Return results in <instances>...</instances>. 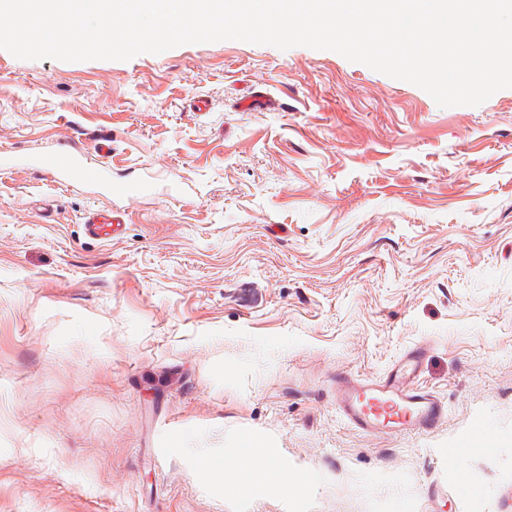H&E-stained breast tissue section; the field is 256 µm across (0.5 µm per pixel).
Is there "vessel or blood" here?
Masks as SVG:
<instances>
[{"label":"vessel or blood","instance_id":"1","mask_svg":"<svg viewBox=\"0 0 512 512\" xmlns=\"http://www.w3.org/2000/svg\"><path fill=\"white\" fill-rule=\"evenodd\" d=\"M39 167L56 179L71 183L97 180L87 169L78 151L47 148L37 157ZM125 212L90 211L83 221L86 237L110 239L124 222ZM426 353L419 345L406 351L383 376L374 379L344 378L337 391V410L345 423L362 433L384 428L396 431L430 432L447 417L448 407L433 391L416 385L421 361Z\"/></svg>","mask_w":512,"mask_h":512}]
</instances>
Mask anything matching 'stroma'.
Wrapping results in <instances>:
<instances>
[{
  "label": "stroma",
  "mask_w": 512,
  "mask_h": 512,
  "mask_svg": "<svg viewBox=\"0 0 512 512\" xmlns=\"http://www.w3.org/2000/svg\"><path fill=\"white\" fill-rule=\"evenodd\" d=\"M49 146L137 187L120 235L84 237L116 201L39 170ZM424 342L445 423L348 427L339 378ZM479 426L495 455L450 459ZM249 444L277 478L236 495ZM0 512H512V88L442 108L235 40L0 49Z\"/></svg>",
  "instance_id": "obj_1"
}]
</instances>
